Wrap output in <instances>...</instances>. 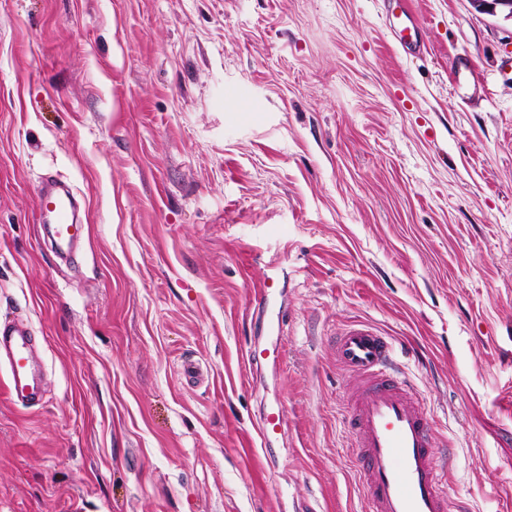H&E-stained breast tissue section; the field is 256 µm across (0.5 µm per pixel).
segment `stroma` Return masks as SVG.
<instances>
[{
	"mask_svg": "<svg viewBox=\"0 0 512 512\" xmlns=\"http://www.w3.org/2000/svg\"><path fill=\"white\" fill-rule=\"evenodd\" d=\"M410 8L417 54L388 0H0V320L44 384L18 406L0 367V512H362L354 324L454 500L512 512V22ZM49 176L91 229L70 262ZM402 12L403 19L398 24L393 22L392 33L395 39L402 46L420 50V45L417 40V30L419 29L416 18L405 8ZM60 186L58 180L45 178L38 189L37 198L40 217L47 224H55L53 243L57 250L62 251L83 237L85 222L78 215L74 196ZM284 415L280 409L263 414L256 432L263 446L277 440L283 430Z\"/></svg>",
	"mask_w": 512,
	"mask_h": 512,
	"instance_id": "35a3bbf8",
	"label": "stroma"
}]
</instances>
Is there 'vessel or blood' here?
Here are the masks:
<instances>
[{
	"instance_id": "b4317fda",
	"label": "vessel or blood",
	"mask_w": 512,
	"mask_h": 512,
	"mask_svg": "<svg viewBox=\"0 0 512 512\" xmlns=\"http://www.w3.org/2000/svg\"><path fill=\"white\" fill-rule=\"evenodd\" d=\"M418 22L404 13L392 32L400 45L418 48ZM43 222L53 227L57 250L71 247L85 229L77 202L58 180L45 178L38 189ZM35 345L24 322L0 323V361L8 369L12 401L38 404L43 390L33 366ZM394 341L366 326L347 328L336 339V359L360 378L346 424L349 460L363 478L365 512H457L447 478L436 464V441L425 406L393 369ZM282 411L264 413L256 429L262 445L277 440Z\"/></svg>"
}]
</instances>
